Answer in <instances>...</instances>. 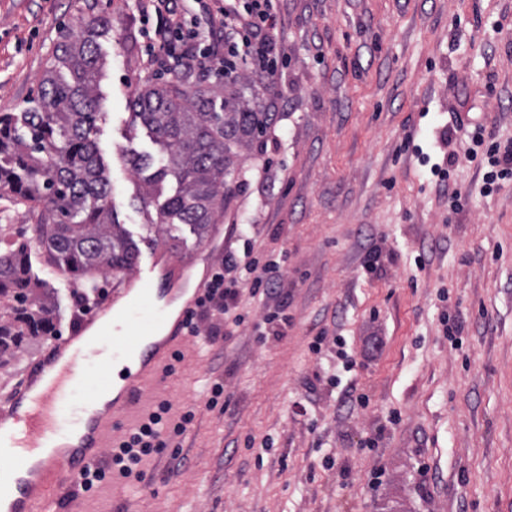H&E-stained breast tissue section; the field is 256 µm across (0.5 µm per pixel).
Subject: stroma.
Returning <instances> with one entry per match:
<instances>
[{
	"mask_svg": "<svg viewBox=\"0 0 512 512\" xmlns=\"http://www.w3.org/2000/svg\"><path fill=\"white\" fill-rule=\"evenodd\" d=\"M112 21L100 41L98 140L117 219L141 256L184 260L204 242L161 224L126 163L161 150L128 106L147 73L138 0H99ZM84 0H0V113L40 107L38 85ZM284 55L273 77L251 64V106L274 105L250 175L224 213L225 248L253 237L283 262L277 299L243 296L246 319L210 343L188 337L178 373L146 399L198 409L184 468L145 461L152 488L112 484L84 495L89 512H512V182L481 193L452 115L483 114L512 139V0H279ZM414 136L431 163L459 155L451 178L468 193L458 215L429 165L404 152ZM381 245L377 274L365 253ZM31 278L53 303V331L79 315L76 281L28 251ZM283 305L286 336L259 342L267 309ZM341 336L351 370L308 346ZM383 343L368 349L372 337ZM51 342H24L0 363V400L22 387ZM225 411L206 409L209 381ZM354 384L367 405L341 406Z\"/></svg>",
	"mask_w": 512,
	"mask_h": 512,
	"instance_id": "stroma-1",
	"label": "stroma"
}]
</instances>
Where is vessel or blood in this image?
<instances>
[{
    "label": "vessel or blood",
    "mask_w": 512,
    "mask_h": 512,
    "mask_svg": "<svg viewBox=\"0 0 512 512\" xmlns=\"http://www.w3.org/2000/svg\"><path fill=\"white\" fill-rule=\"evenodd\" d=\"M223 234L216 229L209 247L183 261L152 253L122 292L54 343L45 365L56 368L55 377L45 385L39 376L28 377L6 411L7 427H0V512H57L75 476L100 465L109 424L137 421L144 391L160 382L186 337V318L208 282L197 269L223 246ZM144 288L159 314L174 305L178 314L161 338L143 329L129 343L121 373H111L112 348L128 342L130 330L117 313L121 298Z\"/></svg>",
    "instance_id": "1"
}]
</instances>
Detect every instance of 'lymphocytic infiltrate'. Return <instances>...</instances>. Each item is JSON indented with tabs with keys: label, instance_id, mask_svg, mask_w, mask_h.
Wrapping results in <instances>:
<instances>
[{
	"label": "lymphocytic infiltrate",
	"instance_id": "f902f5d3",
	"mask_svg": "<svg viewBox=\"0 0 512 512\" xmlns=\"http://www.w3.org/2000/svg\"><path fill=\"white\" fill-rule=\"evenodd\" d=\"M151 2L157 16L156 27L149 36L151 64L225 77L235 73L238 61L253 59L262 71L273 72L272 56L279 46L277 0H209L207 21L202 26L198 25L195 12L200 0ZM203 36L208 37V44H200ZM468 136L471 146L466 158L483 172V194H492L505 181H512V143L497 140L479 122L472 124ZM278 268L277 261L262 263L250 255L227 251L213 268L208 287L188 317L187 333H207L213 342L224 335L225 321L241 324L244 317L236 312L241 284L250 283L256 293L272 294L273 275ZM195 417V409L176 413L169 401H160L113 448L110 464L80 473L76 485L90 492L107 481L143 483V460L163 454L168 455L170 467L181 468L185 457L180 439L192 427Z\"/></svg>",
	"mask_w": 512,
	"mask_h": 512
}]
</instances>
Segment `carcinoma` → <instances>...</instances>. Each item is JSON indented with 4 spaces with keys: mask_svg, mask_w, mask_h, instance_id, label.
I'll use <instances>...</instances> for the list:
<instances>
[{
    "mask_svg": "<svg viewBox=\"0 0 512 512\" xmlns=\"http://www.w3.org/2000/svg\"><path fill=\"white\" fill-rule=\"evenodd\" d=\"M85 0L77 33L63 36L40 80L38 111L0 113V196L34 218L31 239L49 261L76 280L133 270L138 246L120 229L98 141L97 99L103 62L98 39L111 20ZM190 71L162 84L138 83L129 105L160 145L164 158L128 159L155 204L160 224H188L205 237L235 195L227 177L238 158L253 152L275 120L254 111L244 95L246 79L224 83V101L198 88ZM177 188L165 192V182ZM36 285L27 275V245L0 238V357L27 337L52 329L53 303H33Z\"/></svg>",
    "mask_w": 512,
    "mask_h": 512,
    "instance_id": "1",
    "label": "carcinoma"
}]
</instances>
